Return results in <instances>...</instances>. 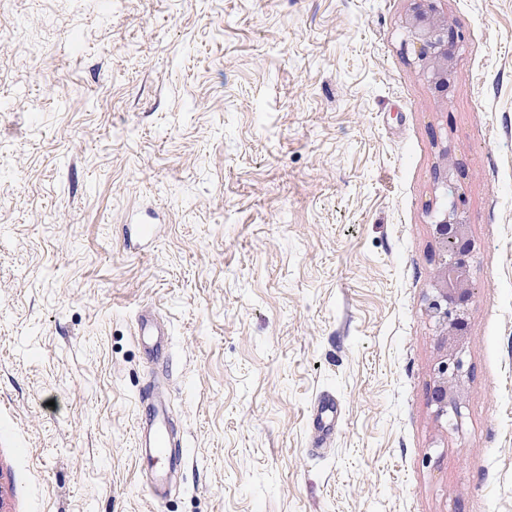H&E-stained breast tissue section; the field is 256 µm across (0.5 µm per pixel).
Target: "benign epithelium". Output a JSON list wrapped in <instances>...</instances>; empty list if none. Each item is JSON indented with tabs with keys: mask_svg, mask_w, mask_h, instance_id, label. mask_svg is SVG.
Wrapping results in <instances>:
<instances>
[{
	"mask_svg": "<svg viewBox=\"0 0 512 512\" xmlns=\"http://www.w3.org/2000/svg\"><path fill=\"white\" fill-rule=\"evenodd\" d=\"M405 21V49L411 51L421 75L439 92H448L449 77L457 65L456 50L462 40L457 25L439 8L441 0H411ZM465 176L463 164L453 158L451 147L439 150L434 179L442 185ZM432 235L438 253L433 283L424 312L437 333V357L432 368L430 402L444 429L461 417L469 371L464 360L469 305L474 296L471 258L474 242L456 196L432 216Z\"/></svg>",
	"mask_w": 512,
	"mask_h": 512,
	"instance_id": "benign-epithelium-1",
	"label": "benign epithelium"
}]
</instances>
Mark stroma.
I'll use <instances>...</instances> for the list:
<instances>
[{
  "instance_id": "stroma-1",
  "label": "stroma",
  "mask_w": 512,
  "mask_h": 512,
  "mask_svg": "<svg viewBox=\"0 0 512 512\" xmlns=\"http://www.w3.org/2000/svg\"><path fill=\"white\" fill-rule=\"evenodd\" d=\"M440 7L444 101L409 0H0V512H512V0ZM446 144L475 294L443 434ZM147 388L182 437L162 499ZM413 2L405 21L403 45L410 50L421 75L447 100L449 77L457 65L456 50L462 40L457 25L440 10L441 0ZM439 162L434 167V179L446 187L448 192V182L454 180L457 182L465 176L464 167L461 162L453 158L452 150L449 145L441 146L439 150ZM136 336L137 340L149 353L163 350L167 346L168 332L166 327L149 312L139 316Z\"/></svg>"
}]
</instances>
